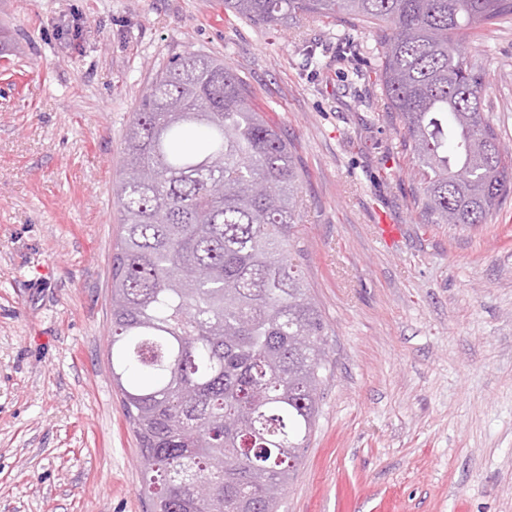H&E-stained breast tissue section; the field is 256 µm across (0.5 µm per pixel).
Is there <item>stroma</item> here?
<instances>
[{
    "instance_id": "stroma-1",
    "label": "stroma",
    "mask_w": 512,
    "mask_h": 512,
    "mask_svg": "<svg viewBox=\"0 0 512 512\" xmlns=\"http://www.w3.org/2000/svg\"><path fill=\"white\" fill-rule=\"evenodd\" d=\"M1 26L17 49L0 58V512L148 510L112 383V186L136 107L187 51L248 86L304 176L297 247L329 364L281 512H512V198L485 224L422 222L368 32H350L352 89L330 18L0 0ZM466 51L512 147V17Z\"/></svg>"
}]
</instances>
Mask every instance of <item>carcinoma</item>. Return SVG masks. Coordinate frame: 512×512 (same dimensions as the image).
Masks as SVG:
<instances>
[{
	"instance_id": "1",
	"label": "carcinoma",
	"mask_w": 512,
	"mask_h": 512,
	"mask_svg": "<svg viewBox=\"0 0 512 512\" xmlns=\"http://www.w3.org/2000/svg\"><path fill=\"white\" fill-rule=\"evenodd\" d=\"M370 28L382 92L414 155L429 224H485L512 195V155L485 116L468 31L512 0H224ZM112 193V383L139 444L149 512H279L320 414L325 322L291 242L303 177L280 129L224 62L195 51L155 77ZM208 482L196 498L184 472Z\"/></svg>"
}]
</instances>
